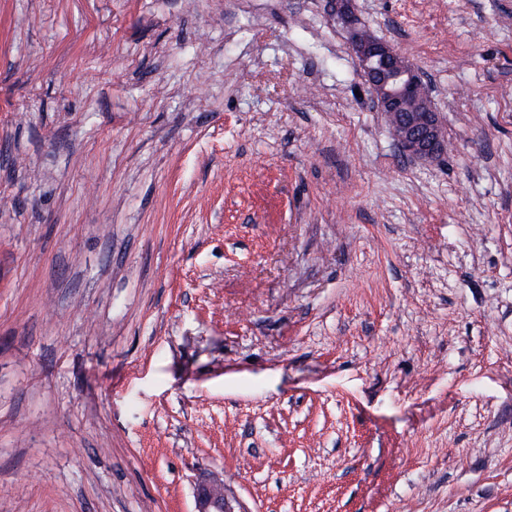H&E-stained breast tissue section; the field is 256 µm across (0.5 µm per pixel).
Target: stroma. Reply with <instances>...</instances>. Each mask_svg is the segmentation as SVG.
I'll list each match as a JSON object with an SVG mask.
<instances>
[{"label": "stroma", "instance_id": "obj_1", "mask_svg": "<svg viewBox=\"0 0 512 512\" xmlns=\"http://www.w3.org/2000/svg\"><path fill=\"white\" fill-rule=\"evenodd\" d=\"M0 0V512H512V0ZM330 17L349 36V44L366 73L373 98L389 123L400 150L429 161L444 155L448 141L438 112L425 94L417 68L389 42L361 25L351 0H330ZM231 501L224 496V483H203L197 489L195 512H237Z\"/></svg>", "mask_w": 512, "mask_h": 512}]
</instances>
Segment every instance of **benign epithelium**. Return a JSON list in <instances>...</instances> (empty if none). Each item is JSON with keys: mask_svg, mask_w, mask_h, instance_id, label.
Returning a JSON list of instances; mask_svg holds the SVG:
<instances>
[{"mask_svg": "<svg viewBox=\"0 0 512 512\" xmlns=\"http://www.w3.org/2000/svg\"><path fill=\"white\" fill-rule=\"evenodd\" d=\"M330 17L349 36V44L366 73L379 111L389 123L400 150L409 158L429 161L448 150L439 113L425 94L417 68L389 42L361 25L352 0H330ZM195 512H237L224 496V484L204 483L197 489Z\"/></svg>", "mask_w": 512, "mask_h": 512, "instance_id": "1", "label": "benign epithelium"}]
</instances>
